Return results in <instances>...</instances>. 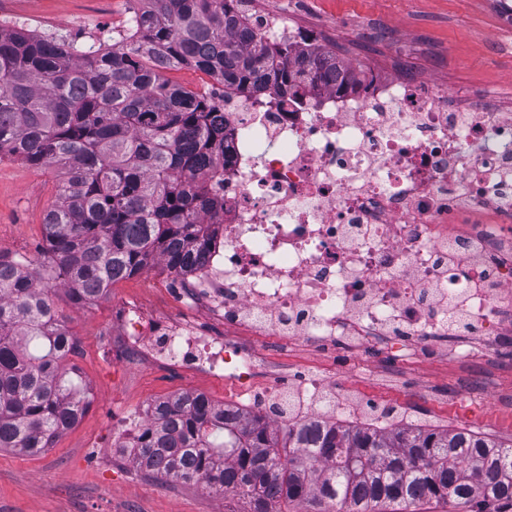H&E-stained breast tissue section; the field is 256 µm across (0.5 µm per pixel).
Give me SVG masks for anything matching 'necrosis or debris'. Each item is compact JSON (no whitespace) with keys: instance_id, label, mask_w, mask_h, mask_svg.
I'll use <instances>...</instances> for the list:
<instances>
[{"instance_id":"4bbe7bcc","label":"necrosis or debris","mask_w":512,"mask_h":512,"mask_svg":"<svg viewBox=\"0 0 512 512\" xmlns=\"http://www.w3.org/2000/svg\"><path fill=\"white\" fill-rule=\"evenodd\" d=\"M197 93L233 143L207 181L224 211L205 215L204 259L162 285L182 318L126 308L130 349L225 378L237 392L224 407L274 429L403 423L321 367L258 385L260 339L344 352L398 340L410 361L448 335L450 359L493 361L481 383L493 396L498 364L512 365V113L490 94L373 71L287 102L212 78Z\"/></svg>"}]
</instances>
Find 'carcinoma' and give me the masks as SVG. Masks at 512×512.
I'll return each mask as SVG.
<instances>
[{
    "label": "carcinoma",
    "instance_id": "carcinoma-1",
    "mask_svg": "<svg viewBox=\"0 0 512 512\" xmlns=\"http://www.w3.org/2000/svg\"><path fill=\"white\" fill-rule=\"evenodd\" d=\"M131 35L104 50L0 26V158L64 170L43 219L45 256L0 255V449L38 455L86 411L61 367L74 338L55 306L75 305L164 261L204 257L224 174L213 108L166 73L207 72L249 93L272 80L296 98L355 68L323 45L274 48L248 26V0H136ZM144 475L204 486L248 512H372L452 499L512 512V442L472 430L378 431L316 423L268 430L204 397L155 404L136 444Z\"/></svg>",
    "mask_w": 512,
    "mask_h": 512
}]
</instances>
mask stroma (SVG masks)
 Returning <instances> with one entry per match:
<instances>
[{
	"instance_id": "35a3bbf8",
	"label": "stroma",
	"mask_w": 512,
	"mask_h": 512,
	"mask_svg": "<svg viewBox=\"0 0 512 512\" xmlns=\"http://www.w3.org/2000/svg\"><path fill=\"white\" fill-rule=\"evenodd\" d=\"M135 6V0H0V25L56 37L74 28L100 32L108 24L128 23ZM250 7L281 17L291 28L316 31L320 43L360 63L363 71L430 76L448 90L460 84L477 94L492 89L496 108L512 113V35L499 30L486 0H252ZM62 177L56 166L34 169L0 160L1 255L39 258L43 218ZM168 275L164 265H154L82 307L57 291L56 304L78 340L67 368L82 386L96 387L97 400L42 455L0 451V512H224L222 496L147 478L113 450V426L145 402L198 387L217 401L234 394L221 380L154 366L113 344L128 303L162 301L170 315L178 314L177 303L153 288ZM260 352L281 371L332 368L335 377L381 401L408 405L420 396L427 422L436 427L512 441L510 371L502 372L496 397L488 399L465 385L449 390V380L460 378L463 368L444 355L398 362L384 373L368 353L336 366L329 353L302 346L265 344Z\"/></svg>"
}]
</instances>
